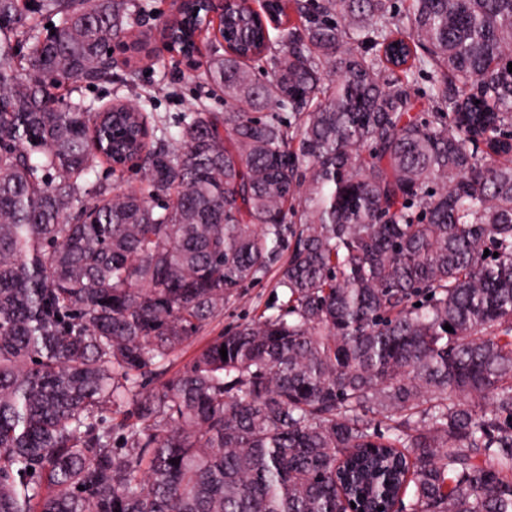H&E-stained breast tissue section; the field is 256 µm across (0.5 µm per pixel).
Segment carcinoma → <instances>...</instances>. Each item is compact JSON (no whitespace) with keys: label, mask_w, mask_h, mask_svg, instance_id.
Segmentation results:
<instances>
[{"label":"carcinoma","mask_w":512,"mask_h":512,"mask_svg":"<svg viewBox=\"0 0 512 512\" xmlns=\"http://www.w3.org/2000/svg\"><path fill=\"white\" fill-rule=\"evenodd\" d=\"M290 2L227 8L193 67L228 110L171 141L54 93L145 6L0 0V512H512V0ZM273 270L279 311L163 380Z\"/></svg>","instance_id":"1"}]
</instances>
